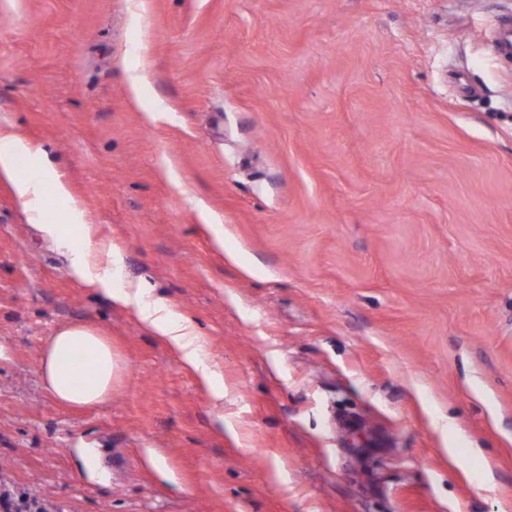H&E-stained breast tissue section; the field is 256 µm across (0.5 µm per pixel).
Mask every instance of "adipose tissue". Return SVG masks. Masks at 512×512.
I'll use <instances>...</instances> for the list:
<instances>
[{
	"mask_svg": "<svg viewBox=\"0 0 512 512\" xmlns=\"http://www.w3.org/2000/svg\"><path fill=\"white\" fill-rule=\"evenodd\" d=\"M0 175L12 182L43 238L73 254L71 275L98 292L110 293V272L113 265L119 263L120 252L111 245L94 244L83 211L59 182L47 152L31 146L17 132L1 129ZM50 183L54 184L56 200L67 214V223L54 224L45 218L44 188ZM115 300L135 307L145 329L176 349L183 362L198 371L203 379H210L199 336L189 322L173 317L162 301H147L145 288L138 285L116 294ZM39 370L45 389L61 404L85 407L111 401L112 384L118 377L120 362L110 339L100 330L74 323L60 327L46 338Z\"/></svg>",
	"mask_w": 512,
	"mask_h": 512,
	"instance_id": "1",
	"label": "adipose tissue"
}]
</instances>
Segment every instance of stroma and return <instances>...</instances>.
<instances>
[{"label": "stroma", "mask_w": 512, "mask_h": 512, "mask_svg": "<svg viewBox=\"0 0 512 512\" xmlns=\"http://www.w3.org/2000/svg\"><path fill=\"white\" fill-rule=\"evenodd\" d=\"M506 18L0 0V128L47 150L120 251L113 290L190 320L213 374L74 278L0 176V491L45 512H512ZM69 323L112 341L108 405L42 385Z\"/></svg>", "instance_id": "1"}]
</instances>
